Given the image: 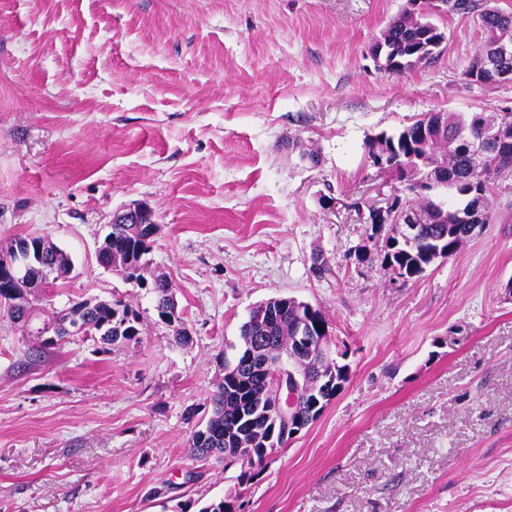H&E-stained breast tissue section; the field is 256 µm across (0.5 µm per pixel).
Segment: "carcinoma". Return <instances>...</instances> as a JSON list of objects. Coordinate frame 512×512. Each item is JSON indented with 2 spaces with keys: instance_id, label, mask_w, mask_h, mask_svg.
I'll list each match as a JSON object with an SVG mask.
<instances>
[{
  "instance_id": "obj_1",
  "label": "carcinoma",
  "mask_w": 512,
  "mask_h": 512,
  "mask_svg": "<svg viewBox=\"0 0 512 512\" xmlns=\"http://www.w3.org/2000/svg\"><path fill=\"white\" fill-rule=\"evenodd\" d=\"M450 12L471 16L477 22L483 34L477 50L479 54L489 51L499 29L512 26V12H504L497 7L492 9L486 0H453ZM416 35V27L405 14L395 18L382 32L393 46L409 45ZM434 118L435 113H426L397 133L390 136L382 134L375 140V143L387 146L397 158L395 173L407 194L402 203L435 207L436 215L431 223L419 227L421 244L412 249L403 245L389 247L384 253L382 263L405 281L422 274L433 263L435 250L445 251L451 258L469 240L467 228L454 221V211L427 194L420 198L414 195V180L422 177L430 166L445 164L451 179L448 188L461 201H471L469 191L475 183L489 205L492 202V185L505 174L504 166L494 154L488 153L479 158L456 149V141L461 135L479 132L480 123L491 122L493 118L477 112H449L443 123L423 131V124L432 122ZM144 228L143 224L111 225V231L106 235L110 242L99 256L101 265L121 272L125 280L140 288L148 282L145 272L149 268L148 255L154 243V238L148 237ZM50 250L49 266L60 269L62 274L52 275L45 284L48 288H55L59 280L66 279L72 260L54 244ZM150 282L156 294L158 317L170 324L180 321L179 313L174 311L175 303L169 298L170 281L156 276ZM25 291L27 288L22 284L0 283V311L17 322L31 317V306L23 295ZM307 313V305L293 297L270 299L249 311L240 327V345L236 355L231 359L224 358V376L210 397L211 414L190 437L194 455L201 458L213 454L225 459L239 458L252 468L266 460L261 448L270 433L279 438L290 436L286 424H276L274 419L265 416L273 398L266 390L265 378L254 372L253 363L258 351H274L284 356L293 354L298 326ZM50 322L56 325L54 336L41 340L30 355L37 357L55 348L70 335L71 328L77 334L98 336L107 344L120 339L130 341L140 334L138 313L127 306L122 308L98 299L75 302L53 314ZM308 365L322 370L323 385L333 391L347 380L348 367L345 364L326 362L315 356Z\"/></svg>"
}]
</instances>
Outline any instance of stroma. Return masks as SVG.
<instances>
[{
    "mask_svg": "<svg viewBox=\"0 0 512 512\" xmlns=\"http://www.w3.org/2000/svg\"><path fill=\"white\" fill-rule=\"evenodd\" d=\"M407 0H0V249L50 237L76 300L141 333L40 359L0 317V512H512V177L457 255L403 280L369 221L397 185L371 140L423 114L512 110L468 66L472 20L436 16L435 60L370 48ZM147 204L188 336L100 266L113 216ZM319 307L348 380L247 485L189 439L251 307Z\"/></svg>",
    "mask_w": 512,
    "mask_h": 512,
    "instance_id": "stroma-1",
    "label": "stroma"
}]
</instances>
